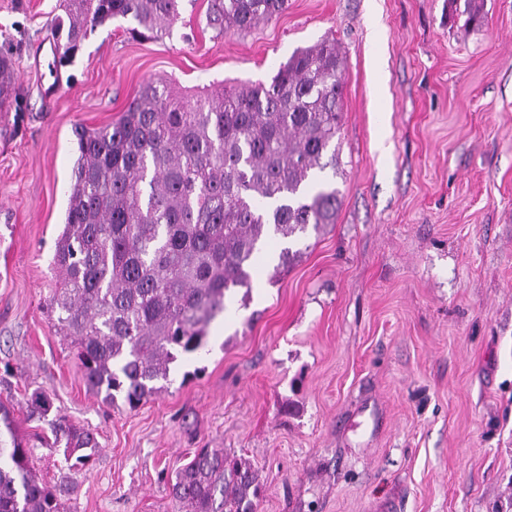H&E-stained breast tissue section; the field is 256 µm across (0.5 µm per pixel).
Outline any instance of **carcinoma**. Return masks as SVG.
Returning <instances> with one entry per match:
<instances>
[{
    "label": "carcinoma",
    "mask_w": 512,
    "mask_h": 512,
    "mask_svg": "<svg viewBox=\"0 0 512 512\" xmlns=\"http://www.w3.org/2000/svg\"><path fill=\"white\" fill-rule=\"evenodd\" d=\"M288 0H213L209 25L247 33L279 16ZM181 0H64L55 18L63 57L87 29L114 18L133 39L170 32ZM344 60L335 39L296 50L270 85L239 83L217 93L177 95L145 82L120 116L76 131L78 159L54 264L63 274L48 313L72 338L87 387L134 409L158 395L170 364L207 344L208 326L227 296L251 288L269 235L300 238L336 223L339 190L317 177L336 167ZM11 94L0 57V104ZM30 414L51 402L36 390ZM53 445L69 468L84 466L94 437L58 418ZM35 445L0 402V512H69L68 477L50 486L33 471ZM176 512H256L251 466L200 448L170 485Z\"/></svg>",
    "instance_id": "carcinoma-1"
}]
</instances>
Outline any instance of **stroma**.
<instances>
[{
    "label": "stroma",
    "mask_w": 512,
    "mask_h": 512,
    "mask_svg": "<svg viewBox=\"0 0 512 512\" xmlns=\"http://www.w3.org/2000/svg\"><path fill=\"white\" fill-rule=\"evenodd\" d=\"M210 7L182 0L160 40L108 21L52 72L60 0H0V400L22 438L48 428L26 409L40 389L98 442L79 470L38 447L35 471L70 476V512H173L171 477L221 448L257 470L258 512H512V0H288L234 35ZM326 36L345 58L335 223L279 273L288 244L269 238L205 351L136 409L104 402L46 310L75 127L151 79L270 82Z\"/></svg>",
    "instance_id": "1"
}]
</instances>
